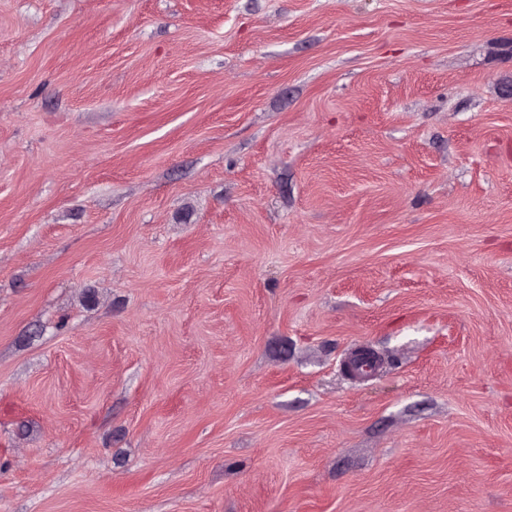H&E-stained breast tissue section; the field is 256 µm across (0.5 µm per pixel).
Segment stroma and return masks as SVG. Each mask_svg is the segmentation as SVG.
<instances>
[{"instance_id":"stroma-1","label":"stroma","mask_w":512,"mask_h":512,"mask_svg":"<svg viewBox=\"0 0 512 512\" xmlns=\"http://www.w3.org/2000/svg\"><path fill=\"white\" fill-rule=\"evenodd\" d=\"M0 512H512V0H0Z\"/></svg>"}]
</instances>
